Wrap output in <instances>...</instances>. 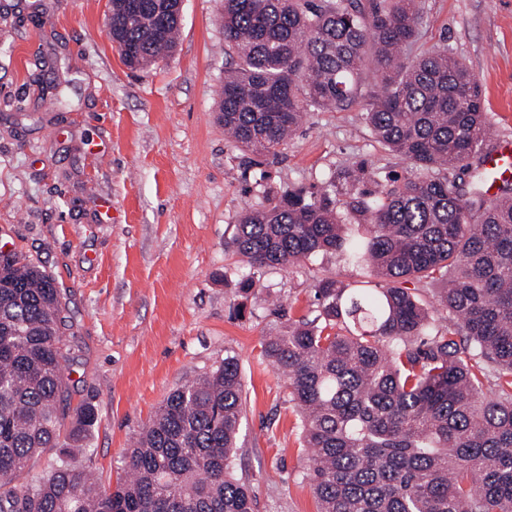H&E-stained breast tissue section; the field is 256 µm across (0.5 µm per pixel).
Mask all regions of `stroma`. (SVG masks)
<instances>
[{
  "mask_svg": "<svg viewBox=\"0 0 512 512\" xmlns=\"http://www.w3.org/2000/svg\"><path fill=\"white\" fill-rule=\"evenodd\" d=\"M408 56L448 48L469 67L490 119L487 149L512 138V0H419ZM221 0H183L178 44L130 70L105 29L108 0H0V245L66 288L76 347L67 415L92 403L85 461L115 485L121 461L170 392L237 357L244 387L233 474L254 512H317L301 417L263 337L314 317L313 285L369 274L335 253L268 271L243 291L226 246L262 197L321 189L367 165L409 176L364 127L362 106L308 110L294 138L253 156L224 134Z\"/></svg>",
  "mask_w": 512,
  "mask_h": 512,
  "instance_id": "obj_1",
  "label": "stroma"
}]
</instances>
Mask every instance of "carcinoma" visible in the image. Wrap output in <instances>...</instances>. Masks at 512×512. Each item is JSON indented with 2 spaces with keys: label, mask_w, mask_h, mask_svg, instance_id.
<instances>
[{
  "label": "carcinoma",
  "mask_w": 512,
  "mask_h": 512,
  "mask_svg": "<svg viewBox=\"0 0 512 512\" xmlns=\"http://www.w3.org/2000/svg\"><path fill=\"white\" fill-rule=\"evenodd\" d=\"M144 4L112 17V42L138 46L122 56L131 69L176 47L175 4ZM221 23L218 119L239 147L273 152L308 108L361 102L372 136L412 168L373 192L375 174L360 166L317 192L265 197L230 241L247 290L318 253L377 279L316 280L317 315L262 343L301 413L317 512H512V182L487 194L476 78L446 48L404 57L418 0H224ZM413 280L438 286L444 322L404 287ZM65 310L52 275L16 253L0 258V512H253L231 472L244 405L232 355L169 393L124 456L128 476L99 485L82 466L92 404L61 440ZM50 448L51 472L16 483Z\"/></svg>",
  "instance_id": "obj_1"
}]
</instances>
